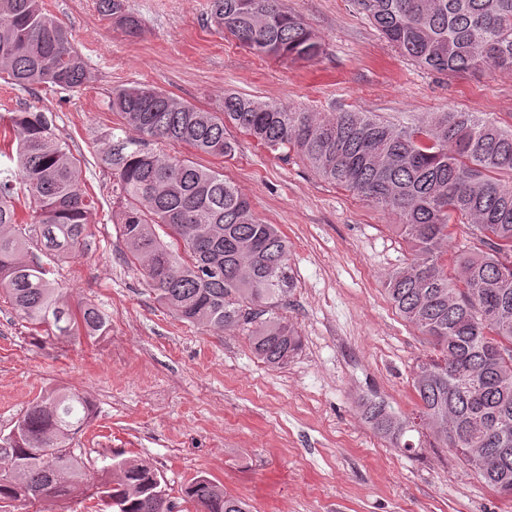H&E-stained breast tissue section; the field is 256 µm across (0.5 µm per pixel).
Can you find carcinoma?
<instances>
[{"instance_id":"1","label":"carcinoma","mask_w":512,"mask_h":512,"mask_svg":"<svg viewBox=\"0 0 512 512\" xmlns=\"http://www.w3.org/2000/svg\"><path fill=\"white\" fill-rule=\"evenodd\" d=\"M400 53L439 73L485 66L512 71V0H353ZM125 30L139 21L123 0H99ZM210 20L258 57L313 61L318 37L280 0H211ZM88 78L70 30L44 0H0V79L23 88L71 89ZM109 108L136 138L115 134L101 153L112 168L119 231L129 263L142 271L159 303L178 319L213 332L248 337L252 353L278 367L301 348L298 327L282 313L293 287L288 239L260 220L224 174L191 157H171L150 142L182 144L197 154L228 156L234 125L288 161L296 155L323 180L399 218L408 262L386 279L400 317L430 350L416 364L418 414L402 418L385 401L363 403L374 432L403 452L422 443L468 466L471 448L488 461L477 475L495 491L512 486V126L485 112H427L388 123L366 112H315L278 102L224 95L220 111L181 102L148 86L112 91ZM15 153L0 149V297L16 315L53 337H94L106 316L74 309L55 266L89 246L95 201L80 184L78 159L52 120L28 108L9 117ZM29 200L28 219L17 216ZM452 224H464L475 250L453 254ZM92 416L75 390H53L0 436V502L61 503L94 488L112 512H173L163 477L145 462L115 460L91 483L73 440ZM203 512H251L206 475L184 488Z\"/></svg>"}]
</instances>
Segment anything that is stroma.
<instances>
[{
    "label": "stroma",
    "mask_w": 512,
    "mask_h": 512,
    "mask_svg": "<svg viewBox=\"0 0 512 512\" xmlns=\"http://www.w3.org/2000/svg\"><path fill=\"white\" fill-rule=\"evenodd\" d=\"M71 31L89 77L80 87L23 89L0 82V115L34 106L80 161L97 205L88 251L66 259L58 280L71 305L91 303L106 334L77 340L30 335L0 300V431L37 398L75 389L95 415L75 446L90 475L113 455L163 476L174 512L207 474L251 512H512L449 453L400 452L365 422L361 404L384 400L416 413L413 368L429 348L395 312L384 281L409 256L394 215L321 179L299 157L280 160L234 126L231 156L203 155L255 213L288 238L295 286L285 314L303 340L287 365L270 367L246 336L175 319L148 279L128 264L100 152L110 134L131 136L108 109L118 87L147 84L214 110L225 93L318 112H371L405 121L424 112H487L512 125V71L448 76L401 56L353 0H280L319 37L314 61L262 59L210 22V0H124L139 21L128 33L98 0H45Z\"/></svg>",
    "instance_id": "obj_1"
}]
</instances>
